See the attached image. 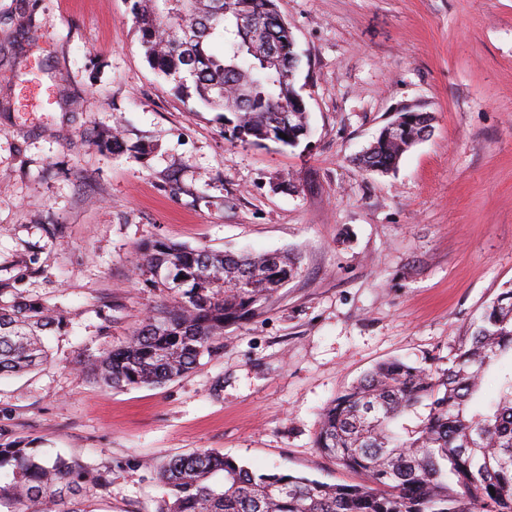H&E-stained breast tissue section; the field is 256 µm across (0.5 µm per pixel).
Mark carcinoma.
<instances>
[{
  "mask_svg": "<svg viewBox=\"0 0 512 512\" xmlns=\"http://www.w3.org/2000/svg\"><path fill=\"white\" fill-rule=\"evenodd\" d=\"M271 0H132L131 13L149 65L175 90L232 116L242 143L295 147L308 113L288 110L297 71L290 28L267 9ZM253 16V25L239 16ZM219 42L222 50L210 45ZM412 122L395 140L373 142L357 164L378 172L432 128ZM287 138L280 137V134ZM155 283L171 305L148 317L123 346L97 359L106 387L161 384L183 376L222 347L224 327L260 309L298 267L287 253H225L156 240L144 246ZM182 275L180 284L170 274ZM63 319L37 303L0 301V377L46 360L43 336ZM512 358V290L487 306L448 368L391 360L377 365L322 411L320 451L360 476L327 484L302 475L262 473L208 451L170 458L160 469L165 512H512V372L494 398L485 378ZM426 409L423 415L418 408ZM414 415L409 427L404 420ZM77 460L36 448L0 445V512H87L75 496L100 481Z\"/></svg>",
  "mask_w": 512,
  "mask_h": 512,
  "instance_id": "carcinoma-1",
  "label": "carcinoma"
}]
</instances>
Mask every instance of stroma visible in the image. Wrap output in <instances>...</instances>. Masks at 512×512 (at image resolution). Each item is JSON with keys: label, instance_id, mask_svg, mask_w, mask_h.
<instances>
[{"label": "stroma", "instance_id": "stroma-1", "mask_svg": "<svg viewBox=\"0 0 512 512\" xmlns=\"http://www.w3.org/2000/svg\"><path fill=\"white\" fill-rule=\"evenodd\" d=\"M310 133L241 143L146 62L129 0H0V288L60 315L49 359L0 378V443L103 473L88 512H162L158 464L211 451L354 484L321 412L376 364L447 368L512 289V0H276ZM433 115L396 171L355 162L397 109ZM120 130L127 151L107 140ZM288 251L297 275L160 385L88 360L171 297L142 247Z\"/></svg>", "mask_w": 512, "mask_h": 512}]
</instances>
